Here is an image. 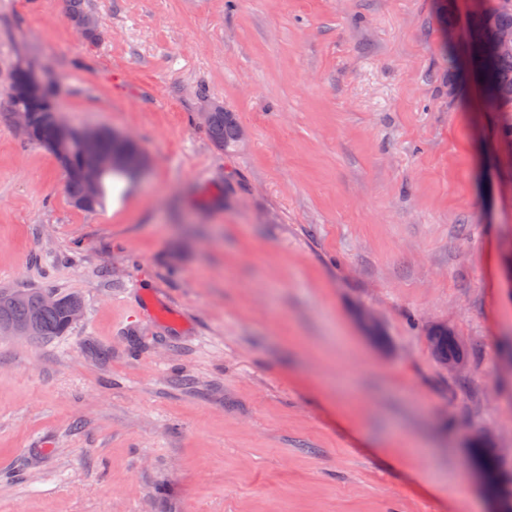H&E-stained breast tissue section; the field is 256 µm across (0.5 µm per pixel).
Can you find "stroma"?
I'll return each instance as SVG.
<instances>
[{"instance_id": "1", "label": "stroma", "mask_w": 512, "mask_h": 512, "mask_svg": "<svg viewBox=\"0 0 512 512\" xmlns=\"http://www.w3.org/2000/svg\"><path fill=\"white\" fill-rule=\"evenodd\" d=\"M474 4L87 0L91 44L65 0H0V288L85 302L68 335L0 337V512H491L472 447L512 467V112L466 70ZM21 61L60 118L148 155L119 205L73 207L26 141ZM89 14L91 13L85 9L82 0H67V19L85 41L95 43L98 40V31L88 29L97 30L100 26V22L95 16H91L85 21ZM84 21L85 27L88 29L84 27ZM212 103H207L203 108V118L206 122L209 138L211 141L219 147L227 148L234 146L240 141V137L245 134L242 128L239 136V128L241 127L232 112L221 110L217 112H211ZM210 115V117H209ZM427 341L437 362L441 365L447 362L446 369L456 371L464 367L466 348L456 336L448 331V328L433 326L427 332Z\"/></svg>"}]
</instances>
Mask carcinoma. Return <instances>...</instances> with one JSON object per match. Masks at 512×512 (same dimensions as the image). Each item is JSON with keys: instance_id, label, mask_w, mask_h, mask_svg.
Instances as JSON below:
<instances>
[{"instance_id": "1", "label": "carcinoma", "mask_w": 512, "mask_h": 512, "mask_svg": "<svg viewBox=\"0 0 512 512\" xmlns=\"http://www.w3.org/2000/svg\"><path fill=\"white\" fill-rule=\"evenodd\" d=\"M89 11L82 0H67L66 17L76 28L81 37L90 43L98 40V32L84 27ZM491 28L512 30V0H481V7L473 14L471 36L483 45L482 55L478 62L481 65L482 77L488 87L486 107L492 112H512V47L501 48L494 44L488 31ZM13 109L28 113L29 122L23 134L31 143L45 144L59 137V120L52 98L45 97L40 101L27 102L12 99ZM209 138L219 147L227 148L240 141L239 128L233 113L221 109L210 114L206 122ZM88 152L119 153L124 164L105 171L98 183L94 198L81 207L85 201L86 187L79 171ZM145 160L144 151L135 142H124L112 136L109 128L101 129L96 140L82 143L77 139L70 140L66 145V184L65 193L74 207L91 212L100 207L109 188L107 180L120 179L131 185L137 178V167ZM23 294L25 300H16L17 294ZM52 295L55 301L47 305L43 299ZM82 303L76 294H63L51 289L1 288L0 289V322H22L28 319L32 311H38L37 338L45 339L67 334L74 326L70 320V306ZM427 341L431 352L441 365L450 360H466V348L462 342L444 326H434L427 332ZM474 453L478 464L498 475L501 479L505 495L512 497V471L506 466L501 454L495 448H486L484 443L477 442Z\"/></svg>"}]
</instances>
